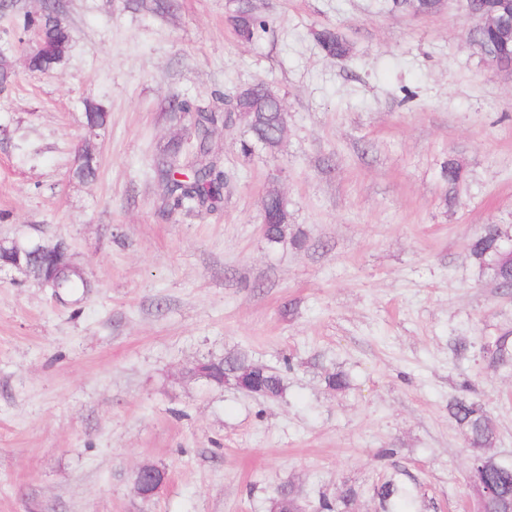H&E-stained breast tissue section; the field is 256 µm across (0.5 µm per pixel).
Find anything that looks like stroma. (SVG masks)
Here are the masks:
<instances>
[{
	"mask_svg": "<svg viewBox=\"0 0 512 512\" xmlns=\"http://www.w3.org/2000/svg\"><path fill=\"white\" fill-rule=\"evenodd\" d=\"M267 25L237 40L227 0H62L60 67L29 71L8 40L44 0L0 11L15 73L0 91V243H65L93 286L76 302L0 271V512H384L410 487L419 512H470V452L448 413L463 394L494 417L512 463V296L470 253L484 225L512 244V72L468 38L461 0L435 14L391 0H254ZM350 45L335 59L315 34ZM264 83L283 101L281 149L243 155L247 125L210 136L217 208H171L153 170L188 138L169 103L232 105ZM109 114L85 138L83 103ZM98 165L74 177L83 151ZM457 161L463 177L443 171ZM288 202L293 239L269 243L262 201ZM244 353L280 371L276 399L217 388L194 364ZM343 372L338 391L328 374ZM164 489H134L141 466ZM167 482V476L158 473L149 465L140 467L135 472L134 487L143 499H150L159 494ZM378 494L382 498V501L386 502L390 499H395L397 506L402 509L401 512H416L408 510L412 507V500L407 490L403 487L396 485L392 481L385 482L378 489Z\"/></svg>",
	"mask_w": 512,
	"mask_h": 512,
	"instance_id": "stroma-1",
	"label": "stroma"
}]
</instances>
